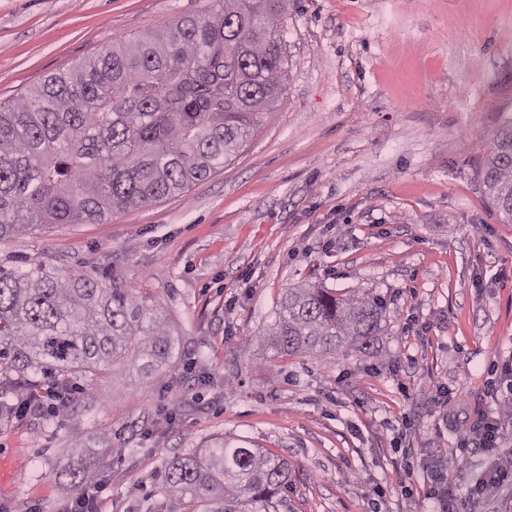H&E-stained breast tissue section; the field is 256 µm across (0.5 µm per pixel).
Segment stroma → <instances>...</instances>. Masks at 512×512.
<instances>
[{"instance_id": "35a3bbf8", "label": "stroma", "mask_w": 512, "mask_h": 512, "mask_svg": "<svg viewBox=\"0 0 512 512\" xmlns=\"http://www.w3.org/2000/svg\"><path fill=\"white\" fill-rule=\"evenodd\" d=\"M214 0H0V102ZM286 93L209 178L101 224L0 242V266L114 281L157 305L161 374L76 376L65 409L0 419V512H168V460L214 437L288 461L293 512H429L431 474L512 380V224L485 194L512 115V0H290ZM386 306L372 354L278 358L287 288ZM106 490V485L98 482L87 486L75 500V506L63 512H98L99 502Z\"/></svg>"}]
</instances>
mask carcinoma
<instances>
[{
  "label": "carcinoma",
  "instance_id": "obj_1",
  "mask_svg": "<svg viewBox=\"0 0 512 512\" xmlns=\"http://www.w3.org/2000/svg\"><path fill=\"white\" fill-rule=\"evenodd\" d=\"M289 0H216L218 10L164 23L29 96L0 103V241L44 224H101L208 178L247 146L285 91L281 18ZM481 184L512 223V118L496 132ZM385 305L370 292L286 289L262 336L277 357L372 351ZM176 341L155 305L115 282L59 280L0 267V383L44 371L133 366L151 377ZM288 461L258 448L213 447L165 466L169 512H279Z\"/></svg>",
  "mask_w": 512,
  "mask_h": 512
}]
</instances>
